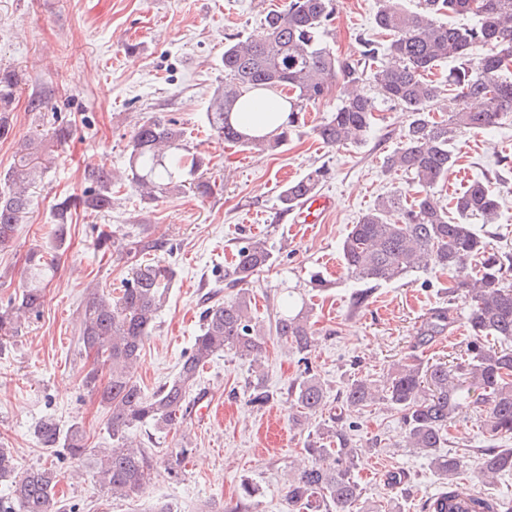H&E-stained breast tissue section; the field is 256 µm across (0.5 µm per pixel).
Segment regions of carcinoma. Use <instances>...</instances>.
I'll return each instance as SVG.
<instances>
[{
  "label": "carcinoma",
  "instance_id": "1",
  "mask_svg": "<svg viewBox=\"0 0 512 512\" xmlns=\"http://www.w3.org/2000/svg\"><path fill=\"white\" fill-rule=\"evenodd\" d=\"M334 0H287L283 8L268 12L260 31L238 37L224 46V89L213 98L206 114L209 127L224 142L244 150L276 152L300 122V114L337 92L338 104L330 119L314 128L327 147L358 145L366 140L374 123L377 100L399 107L408 123L402 140L384 158L388 171L412 175L416 195L395 192L382 196L358 219L342 244L346 270L362 283L396 282L416 268L434 266L450 275L448 301L462 295L467 303L466 323L470 341L466 358L447 366H430L418 359L401 362L390 372V382L378 390L367 379L347 384L341 409L360 413L385 404L400 414L408 447L430 459L442 483L453 485L464 473L461 456L438 453L448 441L452 421L468 407L470 394L478 392L484 404L481 424L492 434L512 435V349L500 346L512 341V289L503 284L512 272V256L489 251L485 238L470 224L474 217L487 223L497 215L499 192L488 182L473 180L453 197V207L442 204L436 188L456 167L454 144L464 132H485L498 127L512 114V0H419V9L404 8L401 0H381L374 22L388 40L359 38V58H341L330 47ZM468 16L472 23L457 26L440 20L445 14ZM451 62L448 86L456 91L458 107L437 121L442 85L427 79L434 68ZM372 81L377 96L358 89ZM18 79L0 73V138L10 129V107ZM268 91L288 102L285 124L271 135L249 136L238 129L232 113L242 95ZM67 130H54L50 138L24 142L16 162L5 176L8 191L0 192V248L12 241L17 224L26 213L29 192L41 181L52 162L54 143L65 140ZM209 161L189 152L177 123L163 116L140 121L130 142V186L144 200L179 192L189 187L202 196L213 185L197 174ZM327 175L311 170L288 183L280 196L286 211L319 190ZM96 186L78 199L56 205L57 223L51 228L53 251L31 250L25 271L26 286L19 303L0 308V340L17 333L19 314L38 311L43 283L56 269L57 252L67 240L71 207H112V175L101 172ZM453 216H448V210ZM482 256L472 270L467 263ZM273 264L265 243L250 241L238 251L232 275L244 285L237 295L215 302L201 312L202 333L183 357L178 375L154 393L146 394L129 375L154 326L170 269L156 261L136 260L120 295L97 292L83 303L81 341L96 354L97 363L87 371L82 386L99 397L108 409L107 430L112 447L96 454L94 477L99 487L115 498L141 493L153 479L154 454L132 437L146 424L170 431L187 416L200 369L215 356L231 351L242 359L262 349L266 333L252 323L248 289L254 276ZM452 324L451 308L432 310L423 319L418 344L426 345L445 334ZM275 336L301 355L312 347L308 315L286 309L276 316ZM109 372L105 385L98 384L99 367ZM297 416L308 419L325 407V390L309 374L291 387ZM35 441L46 449H63L75 459L87 454L84 431L77 424L62 430L46 419L33 431ZM311 463L289 479L288 512H373L364 506L362 488L354 472L363 456L338 414L319 426L306 441ZM191 454L182 447L171 453L167 473L181 474L180 464ZM483 478L512 474V448H490L481 455ZM60 473L53 467H37L22 474L15 471L10 449L0 448V482L10 483L12 497L0 503V512H56L55 489ZM256 489L240 485L239 506L251 507Z\"/></svg>",
  "mask_w": 512,
  "mask_h": 512
}]
</instances>
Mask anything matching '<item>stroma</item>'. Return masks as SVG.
I'll use <instances>...</instances> for the list:
<instances>
[{
	"mask_svg": "<svg viewBox=\"0 0 512 512\" xmlns=\"http://www.w3.org/2000/svg\"><path fill=\"white\" fill-rule=\"evenodd\" d=\"M285 2L0 0V70L19 79L11 132L0 138V176L12 166L19 143L57 127L69 130L33 188L12 243L0 250V306L21 295L27 254L49 243L56 203L91 187L95 170L126 169L137 119L157 113L176 119L190 151L209 160L204 179L216 184L208 197L187 188L154 201L125 186L113 194L111 209L72 210L66 250L39 314L22 319L18 333L0 346V447L11 449L18 471L57 469V497L66 512H148L157 501L175 512H204L211 503L230 508L244 480L259 489L250 512H288V471L302 456L309 432L338 413L351 379L384 380L394 364L412 356L429 364H453L465 356L466 303L449 301V275L420 269L369 288L348 277L343 265L344 238L378 197L415 193L410 175L382 166L400 142L405 112L379 103L367 140L340 148L325 147L313 133L335 109L332 97L310 108L304 126L274 154L224 145L208 130L206 112L224 86L225 44L257 32L267 12ZM378 6V0H337L330 44L338 55L357 56L359 37L375 35ZM456 152L458 164L440 186L441 198L455 196L476 178L490 182L503 197L499 215L494 223L478 218L474 225L491 248L512 254V119L487 133L462 134ZM319 166L328 171L320 192L332 207L322 223L299 232L295 212L283 210L280 195L289 181ZM142 238L163 241L153 257L173 271L133 372L145 393L176 376L200 332L208 293L218 292L223 300L236 296L239 287L224 270L255 238L265 240L274 258L250 285L252 311L269 336L259 371L229 352L205 366L198 384L214 401L208 416L189 414L171 433L150 424L136 431L160 465L182 444L192 453L179 478L160 469L144 493L119 499L102 491L94 477L91 453L111 443L109 413L81 385L93 365L80 343L81 306L87 289L119 293L131 275L126 252ZM316 272L327 288H312ZM287 298L309 312L315 345L305 359L270 333ZM450 304L455 310L449 331L417 345L426 315ZM307 369L322 383L327 401L322 415L298 424L288 389ZM258 381L272 394L260 408L249 403ZM481 412V405H470L448 431L446 451L470 464L456 488L512 507V475L484 483L472 469L481 449L512 448V438L482 428ZM48 416L64 429L82 426L89 456L73 459L38 447L33 430ZM346 422L365 449L356 470L365 499L425 512L443 486L429 460L404 447L399 415L378 404ZM397 473L403 480L395 484L390 477Z\"/></svg>",
	"mask_w": 512,
	"mask_h": 512,
	"instance_id": "35a3bbf8",
	"label": "stroma"
}]
</instances>
